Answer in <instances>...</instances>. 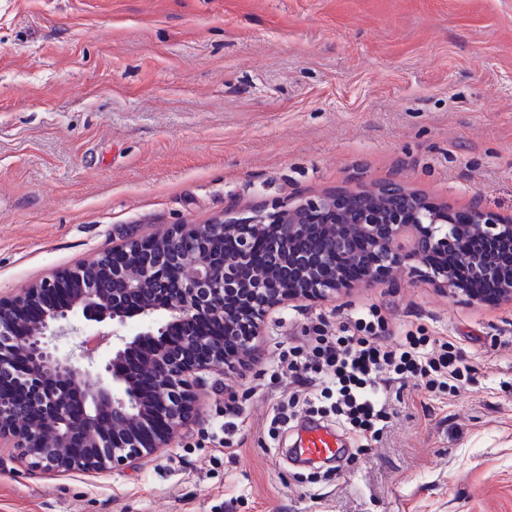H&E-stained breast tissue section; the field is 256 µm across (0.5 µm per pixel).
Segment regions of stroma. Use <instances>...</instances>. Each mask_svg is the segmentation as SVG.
<instances>
[{
	"mask_svg": "<svg viewBox=\"0 0 512 512\" xmlns=\"http://www.w3.org/2000/svg\"><path fill=\"white\" fill-rule=\"evenodd\" d=\"M393 178L512 214V0H0L1 298L131 232ZM373 304L464 377L398 391L377 437L340 431L341 468L300 465L280 355ZM206 379L198 421L132 468L48 474L0 440V512H512L510 302L400 273L277 308Z\"/></svg>",
	"mask_w": 512,
	"mask_h": 512,
	"instance_id": "stroma-1",
	"label": "stroma"
}]
</instances>
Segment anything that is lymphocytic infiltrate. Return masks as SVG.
Returning a JSON list of instances; mask_svg holds the SVG:
<instances>
[{"mask_svg": "<svg viewBox=\"0 0 512 512\" xmlns=\"http://www.w3.org/2000/svg\"><path fill=\"white\" fill-rule=\"evenodd\" d=\"M385 319L378 308L358 314L338 330L319 328L310 346L289 347L283 372L305 393H318L328 411L352 430L372 432L389 423L390 391L410 383L432 388L457 379L463 358L449 343L433 345L405 332L384 344Z\"/></svg>", "mask_w": 512, "mask_h": 512, "instance_id": "1", "label": "lymphocytic infiltrate"}]
</instances>
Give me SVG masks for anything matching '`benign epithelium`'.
<instances>
[{"label":"benign epithelium","mask_w":512,"mask_h":512,"mask_svg":"<svg viewBox=\"0 0 512 512\" xmlns=\"http://www.w3.org/2000/svg\"><path fill=\"white\" fill-rule=\"evenodd\" d=\"M357 197L369 203L361 210ZM467 221L456 211L409 190L399 181L375 190H338L295 206L277 205L249 218L178 224L158 237H126L125 244L74 269L0 299V377L30 394L34 411L0 393V438L10 437L31 464L48 472L125 468L167 446L174 428L195 422L197 387L204 375L250 360L264 318L295 299L324 300L348 292L336 258L348 238L371 243L364 281L385 285L407 270L465 301H485L482 285L499 284L495 299L512 301V265L491 256L512 254V217L474 206ZM235 240L224 250V237ZM269 237L273 266L245 277L256 238ZM78 281L67 305L52 297L62 280ZM39 304L41 316L27 332L23 308ZM81 322L112 327L104 360L79 345L60 351L57 341ZM154 344V392L145 396L123 373L124 357ZM25 362L10 359L17 349ZM81 397L72 412L69 393ZM106 411L112 428L103 431Z\"/></svg>","instance_id":"1"}]
</instances>
